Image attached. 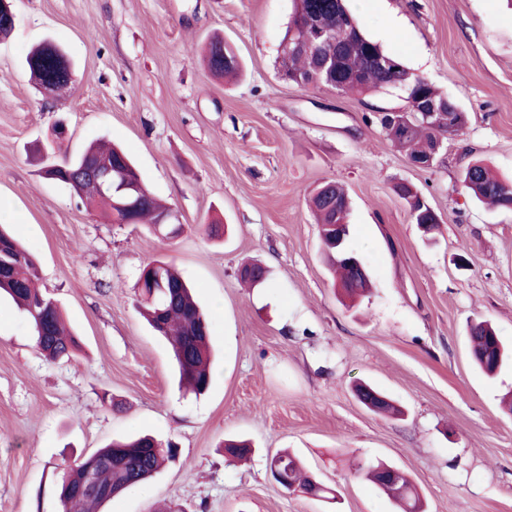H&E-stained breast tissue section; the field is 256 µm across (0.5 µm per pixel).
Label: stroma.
<instances>
[{
    "instance_id": "stroma-1",
    "label": "stroma",
    "mask_w": 512,
    "mask_h": 512,
    "mask_svg": "<svg viewBox=\"0 0 512 512\" xmlns=\"http://www.w3.org/2000/svg\"><path fill=\"white\" fill-rule=\"evenodd\" d=\"M362 31L466 112L432 168L385 137L370 95L279 79L294 0H14L0 42V203L38 262L44 292L81 339L47 362L27 319L0 302V512H61L63 470L110 441L150 434L178 458L105 512H395L350 468L378 461L409 475L427 512H512V365L493 378L467 330L487 320L512 345V212L491 211L461 178L471 160L512 182V9L505 0H347ZM221 35L243 76L225 84L201 49ZM71 63L52 101L24 65L43 40ZM66 139H57V123ZM120 145L183 233L110 224L44 178L89 143ZM326 181L351 198L350 244L372 292L340 301L309 207ZM440 218L424 239L397 182ZM247 259L269 270L237 278ZM173 262L210 318L216 369L202 395L181 391L166 341L141 316L137 278ZM372 383L402 417L366 409ZM252 440L228 461L225 439ZM296 452L333 492L281 489L268 461Z\"/></svg>"
}]
</instances>
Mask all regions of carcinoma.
<instances>
[{
    "instance_id": "1",
    "label": "carcinoma",
    "mask_w": 512,
    "mask_h": 512,
    "mask_svg": "<svg viewBox=\"0 0 512 512\" xmlns=\"http://www.w3.org/2000/svg\"><path fill=\"white\" fill-rule=\"evenodd\" d=\"M333 26L337 22L336 0H298V7L290 23L304 32L314 21ZM382 56L380 46L364 34L351 37L342 46L329 44L324 57L330 59L327 68H320L312 57L301 55L288 61L279 60L278 70L288 75V80H302L306 85H323L342 92L368 93L385 88H396L404 94L405 106L381 112V128L386 138L397 148L405 151L410 159L424 156L434 133L425 124L419 111L418 98L441 103V111L452 113L457 122L452 134L465 127L468 117L456 101L439 92L425 78L412 73L403 64L380 70L374 66V56ZM66 63L64 55L48 41L35 48L26 58L27 68L39 71L53 82L55 90L68 87L62 77ZM208 68L215 74L234 76L240 68L234 49L222 38L209 43ZM70 167L83 169L88 166H117L139 184V207L127 211L120 205L122 194L106 189L91 200L84 199L83 184L78 178L61 169L48 171V175L67 185L83 206L101 212L113 224H142L150 229L167 208L142 184V180L127 155L119 148L90 147L69 159ZM463 183L476 199L492 207L512 211V185L495 177L481 164L466 168ZM332 202L324 198V191L315 189L312 205L319 220L321 244L328 252L340 284L347 286L349 295L363 293L369 288V280L355 278L352 270L336 260L339 249L336 231L332 225L347 221L349 200L338 184L331 185ZM138 280L144 282L141 301L144 316L155 332L168 342L179 381L187 390L200 394L212 379V347L209 324L204 311L195 299L190 286L169 263L158 260L144 266ZM39 269L33 255L7 230L0 227V294H5L32 325L38 348L52 361L70 359L78 347V338L64 326L60 307L38 287ZM472 343L471 356L475 364L486 374H495L507 358V350L495 329L486 321L474 322L469 327ZM178 448L149 436L115 440L81 461L65 469L59 482V501L74 496L87 475L106 490V494H85L74 504L75 512H99V508L122 494L127 488L142 484L160 473L166 464L175 459ZM274 460L282 463L288 478V487L311 490L312 481L302 476L299 461L288 453H279ZM406 497L399 505L401 512H420L421 499L409 480H404Z\"/></svg>"
}]
</instances>
